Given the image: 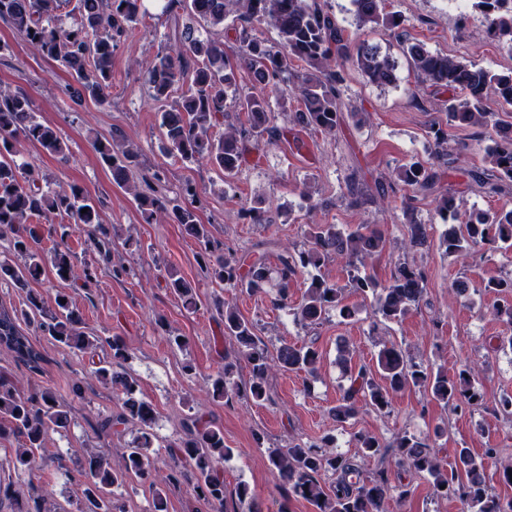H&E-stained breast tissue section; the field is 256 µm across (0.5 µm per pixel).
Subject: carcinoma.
<instances>
[{
    "label": "carcinoma",
    "mask_w": 512,
    "mask_h": 512,
    "mask_svg": "<svg viewBox=\"0 0 512 512\" xmlns=\"http://www.w3.org/2000/svg\"><path fill=\"white\" fill-rule=\"evenodd\" d=\"M73 1L74 17L64 26L62 13ZM351 2L359 27L388 32L399 43L420 83L436 93L448 94L442 101L446 124L431 127L433 161L411 160L397 166L395 181L411 193L436 195V214L447 224L440 239L446 253L465 259L474 248L486 244L502 243L511 248L512 205L506 202L493 210L463 216L455 193L439 190L438 168L457 161L450 147V130L472 127L477 138H488L493 145L486 152L490 171L470 170L468 177L489 193L507 192L512 183V122L494 119L490 103L512 106V71L493 73L428 49L409 37L399 21L401 15L389 10L388 0ZM472 6L483 17L487 37L512 45V0H472ZM163 8L169 13L180 11L185 17L164 55L143 71L151 98L160 104L159 127L165 149L182 160L206 162L223 170L226 183L238 175L251 151L263 141L284 140L287 133L298 128L336 136L341 129L339 86L345 83L349 68L359 69L378 86L399 81L396 61L365 38H349L326 0H166ZM146 14L145 0H0V20L42 55L65 67L81 85L83 96L100 106L109 103L105 90L111 85L113 54ZM197 23L210 29L208 36L198 33ZM265 26L276 30L275 40L264 37ZM226 28L234 31L238 44L233 57L224 50V36L216 35V31ZM243 68L259 92L243 90ZM274 98L295 102L286 110L282 126L276 124ZM230 112L236 113V122L226 124L224 117ZM218 125L224 126V134L216 138L213 128ZM21 139L49 154L65 155V142L53 127L39 121L27 94L0 93V239H8L16 257L14 261L0 260V282H10L23 290L41 276L47 264L59 282L80 278L88 287L96 281L98 266L85 263L81 273L75 274V256L67 244L65 225H59V240L54 246L41 253L36 248L40 229L30 224V218H73L86 228L90 242L104 257L111 253L110 227L102 223L97 204L79 184L46 190L42 187L45 176L38 169L17 164L14 156ZM95 149L110 167L113 183L130 192L145 222L164 215L195 239L201 271L222 288L260 291L274 270L278 301L285 303L289 285L298 276L320 268L331 258L342 259L346 284L321 276L310 279L296 312L306 329L322 324L332 310L343 319L353 318L356 308L345 303L348 289L364 301L371 300L374 317L388 323L401 321L424 296L426 274L407 262L397 265L385 282L367 272L366 258L381 252L386 244L378 224H357L346 231L334 224H314L306 232V243L286 246L278 253L275 269H270L264 258L245 267L228 249L216 254L219 243L199 220L200 193L195 184L185 183L178 200L148 194L130 184L131 170L140 165L137 151L119 144L115 136L95 140ZM402 205L409 223L405 248L411 251L426 247L432 225L417 222L408 201H402ZM244 212L253 224L268 223L263 198L251 200ZM168 288L186 307L197 306L191 281L171 273ZM484 288L503 298L493 313L512 323V276L491 278ZM218 308L224 315V337L234 342L236 356L224 358V367L209 377L212 397L260 403L268 399L267 377L272 368L309 376L317 373L322 353L315 342L300 346L284 343L271 357L257 335L256 325L244 318L232 301L224 298L218 301ZM31 325L81 353L88 359L90 376L121 396L122 413L103 419L100 430L129 424L140 430L119 469L94 449L73 461L86 478L79 512H116L112 488L131 477L156 489L155 512H164L166 507L163 486L182 481L215 512H228L219 465L231 449L224 446L220 426L188 417L185 437L173 445L174 465L167 474H161L151 456L150 429L155 409L140 397L139 379L119 369L118 360L126 355L123 340L114 336L103 342L88 335L83 314L68 292L57 291L50 306L39 294L29 292L18 307L9 309L0 304V347L12 352L36 375L43 372L45 358L26 332ZM106 346L110 353L104 356L101 351ZM240 359L251 366V379L243 384L234 379ZM338 362L348 380L340 403L331 409L338 422L356 418L364 406L386 413L392 395L410 386L427 388L434 400L456 411L471 410L483 400L476 387L479 366L475 362L465 363L452 375L434 372L387 341L381 342L377 377L369 366L355 363L346 347L340 350ZM69 423L67 405L51 389L25 396L8 379L0 378V438H22L12 455L0 458V473H32L39 451L45 447L48 429H65ZM354 440L359 453L352 457L336 453L333 440L324 438L319 444L291 442L284 448H271L268 461L286 486L288 497L310 502L316 512H385L386 496L393 489L399 500H405L410 494L409 485L394 483L390 458L414 474L428 477L436 496L458 499L464 512H512V499L503 500L490 491L484 462L476 460L468 448L457 449L454 465L444 470L434 447L425 439L405 433L386 445L372 435L358 433ZM232 499L233 512H257L248 484H238ZM44 503L43 497L31 503L15 497L9 485L0 488V507L6 504L10 512H46Z\"/></svg>",
    "instance_id": "obj_1"
}]
</instances>
